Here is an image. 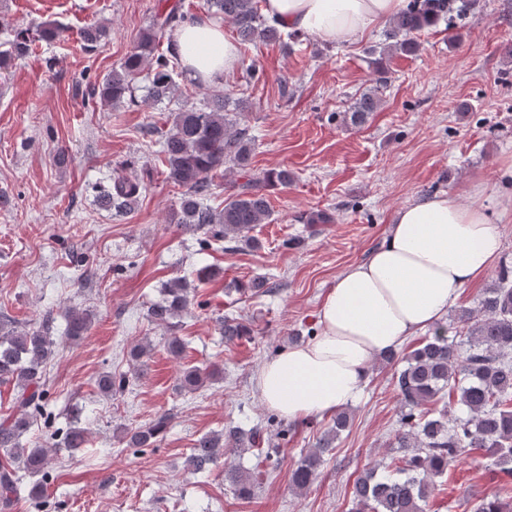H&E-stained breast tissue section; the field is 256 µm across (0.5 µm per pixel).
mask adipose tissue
Instances as JSON below:
<instances>
[{"label":"adipose tissue","instance_id":"1","mask_svg":"<svg viewBox=\"0 0 512 512\" xmlns=\"http://www.w3.org/2000/svg\"><path fill=\"white\" fill-rule=\"evenodd\" d=\"M406 0H264L267 18L326 43H351L395 19ZM177 46L185 70L218 82L240 64L220 22L183 27ZM478 181L471 202L442 193L396 211L386 241L336 278L318 310L320 332L263 362L256 374L262 402L293 422L330 414L357 399L372 360L408 336L441 325L462 288L493 266L498 227L512 222V201L496 214Z\"/></svg>","mask_w":512,"mask_h":512}]
</instances>
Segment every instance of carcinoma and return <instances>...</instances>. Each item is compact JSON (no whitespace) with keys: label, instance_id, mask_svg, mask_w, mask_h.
Returning <instances> with one entry per match:
<instances>
[{"label":"carcinoma","instance_id":"cac0c4a2","mask_svg":"<svg viewBox=\"0 0 512 512\" xmlns=\"http://www.w3.org/2000/svg\"><path fill=\"white\" fill-rule=\"evenodd\" d=\"M475 0H408L406 9L393 21L389 33V52L411 54L418 44L413 35L435 25L452 13H465ZM207 11L221 15L234 24L238 38L249 43L256 40L281 43L283 38L296 39L300 33H285L279 25L263 16L257 0H206ZM195 20L181 6L174 5L152 18L143 29L125 61L112 69L100 82L89 84V98L114 107L134 104V80L150 67L149 94L154 100H173L177 91L175 77L180 62L174 51L173 36L178 29ZM168 35L165 53H156L160 38ZM60 35V27L45 23L31 32L19 29L0 50V67L27 56L35 41L50 42ZM106 26L90 25L80 33L88 51L102 46ZM380 106L378 90L363 93L348 113L350 124L361 126ZM243 113L228 108L227 97L210 94L199 104H178L168 132L156 141L157 153L163 158L167 179L183 188L179 209L171 223L188 230H198L209 240L249 237L255 226L269 220L271 207L268 191L286 186L293 175L286 169H271L249 175L224 199L220 210L205 203L211 195L212 178L226 168L244 170L249 165L254 137L241 124ZM143 182L116 175L99 189L96 201L126 215L135 209ZM164 299L148 310L149 318L169 328L192 304L190 284L180 278L163 286ZM462 323L458 338H449L440 327L404 356L402 369L395 374L400 396L397 445L401 456L386 466H370L354 482L353 512H425L436 489L433 478L442 476L448 466L467 449H479L495 458L492 474L499 482L512 484V266L502 262L493 287L485 290L473 309L458 313ZM224 341L229 343L250 333L249 327L233 315L217 319ZM92 324L86 310L72 309L67 314L65 337L81 340ZM57 337L51 313L38 326L21 328L10 321L0 323V383L16 389L15 411L0 420V512H10L18 494V468L31 474L45 469L48 449L26 448L21 438L34 422L44 417L47 404L45 375L48 361L55 354ZM214 372L191 367L182 371V389L194 391L203 386ZM126 381L105 372L98 379L100 392L110 396L122 389ZM456 396L458 413L453 423L447 414L433 408L446 396ZM171 414L163 412L152 422L125 432L130 448H155L166 430ZM350 414L336 412L333 424L306 451L292 470L291 481L298 491L308 489L323 464V454L333 440L349 427ZM278 425V416L267 417L266 426L244 428L231 426L224 432H210L195 440L184 461L185 470L199 473L217 465L224 453L242 455L262 442H271L270 428ZM88 439L84 429L73 427L55 448L78 451ZM224 483L243 499L255 494V477L241 465L224 467ZM469 512H512V502L498 497L481 498L469 503Z\"/></svg>","mask_w":512,"mask_h":512}]
</instances>
